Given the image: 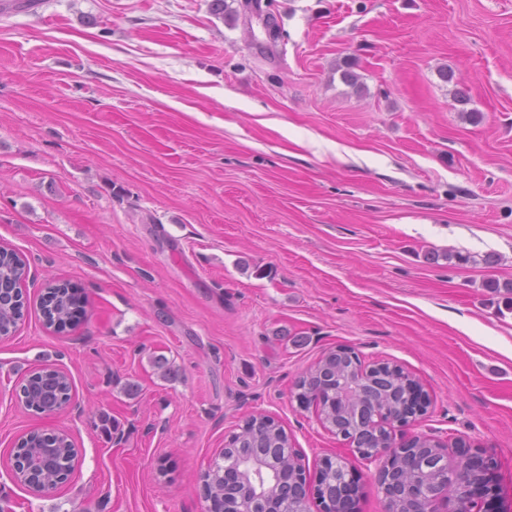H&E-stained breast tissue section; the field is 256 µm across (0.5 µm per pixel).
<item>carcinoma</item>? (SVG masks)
<instances>
[{"instance_id":"obj_1","label":"carcinoma","mask_w":512,"mask_h":512,"mask_svg":"<svg viewBox=\"0 0 512 512\" xmlns=\"http://www.w3.org/2000/svg\"><path fill=\"white\" fill-rule=\"evenodd\" d=\"M22 271L16 252L6 249L0 253V330L9 332L17 327L24 317L25 299L22 290ZM77 285L71 282L49 283L40 301V310L45 324L56 330L65 331L75 326L77 319L72 313L73 299L78 295ZM352 373V360L347 355L334 352L321 365L300 376L295 383L297 398L304 402L310 397L345 384ZM368 394L378 405H386L394 412H400L407 400V387L401 375L388 369H381L369 378ZM21 398L25 406L35 412L45 413L60 407L70 398L71 382L57 370L44 367L31 372L21 385ZM326 422L347 435H358L360 448H378L389 444L390 435L383 432L380 436L367 429H361L356 411L341 409L332 401L324 408ZM288 447L285 430L272 424L263 415H253L246 420L245 426L235 433L233 446L225 448L202 474L201 479L212 503V512H224L226 485L224 471L269 454L282 455V449ZM77 453L64 439L45 438L40 433L31 435L16 448L14 458L21 473L34 480L43 488H55L65 482L74 468ZM282 473L273 474L259 470L254 480L265 484L277 481L283 499L293 508L300 507L299 499L288 497V482L293 478L288 469V460L282 459ZM344 478V472L328 466L320 480V495L333 496L336 484Z\"/></svg>"}]
</instances>
